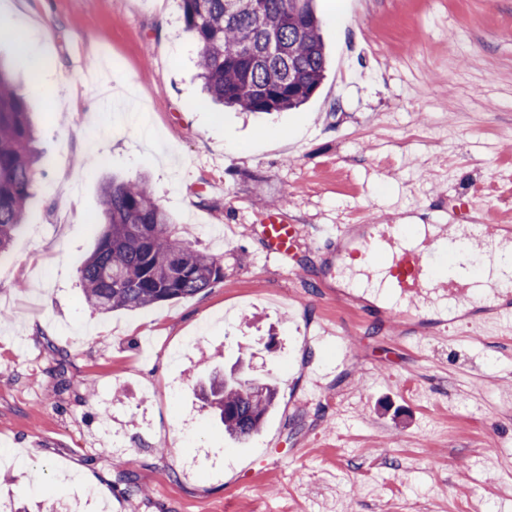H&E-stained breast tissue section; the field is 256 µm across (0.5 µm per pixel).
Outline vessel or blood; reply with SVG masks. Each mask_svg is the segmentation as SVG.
<instances>
[{"instance_id": "obj_1", "label": "vessel or blood", "mask_w": 512, "mask_h": 512, "mask_svg": "<svg viewBox=\"0 0 512 512\" xmlns=\"http://www.w3.org/2000/svg\"><path fill=\"white\" fill-rule=\"evenodd\" d=\"M496 221L495 214L487 211L472 218L468 226V240L476 243L490 262L496 258L500 238ZM258 232L267 253L283 262L294 257L302 239L300 225L289 223L287 215L278 208L266 211ZM319 247L329 256L325 275L336 271L335 254L346 252L358 260L367 279L384 277L395 297L394 303L382 311L386 320L408 323L412 318L410 302H424L435 295L479 306L491 321L512 322V279L490 283L486 294L468 291L459 285L455 271H440L443 248L426 250L407 245L398 225H335L322 233Z\"/></svg>"}]
</instances>
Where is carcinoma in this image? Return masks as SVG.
<instances>
[{
	"instance_id": "carcinoma-1",
	"label": "carcinoma",
	"mask_w": 512,
	"mask_h": 512,
	"mask_svg": "<svg viewBox=\"0 0 512 512\" xmlns=\"http://www.w3.org/2000/svg\"><path fill=\"white\" fill-rule=\"evenodd\" d=\"M314 0H179L198 48L200 78L217 103L243 112L305 104L326 69ZM276 49H271V45ZM34 129L16 80L0 62V255L25 222L34 184ZM94 251L78 269L88 307L103 313L186 299L224 279L220 260L188 245L146 181L107 182ZM229 437L257 434L277 388L243 370L215 373L202 388Z\"/></svg>"
}]
</instances>
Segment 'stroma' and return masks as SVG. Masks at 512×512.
<instances>
[{"label":"stroma","mask_w":512,"mask_h":512,"mask_svg":"<svg viewBox=\"0 0 512 512\" xmlns=\"http://www.w3.org/2000/svg\"><path fill=\"white\" fill-rule=\"evenodd\" d=\"M316 7L326 78L265 114L201 93L178 0H0V57L41 86L33 194L0 256V512H512V329L472 310L403 338L344 304L315 248L327 224L463 223L464 198L512 225V0ZM141 175L224 278L100 315L77 273L91 218L106 179ZM279 203L300 274L255 230ZM239 359L278 386L244 442L200 393Z\"/></svg>","instance_id":"obj_1"}]
</instances>
